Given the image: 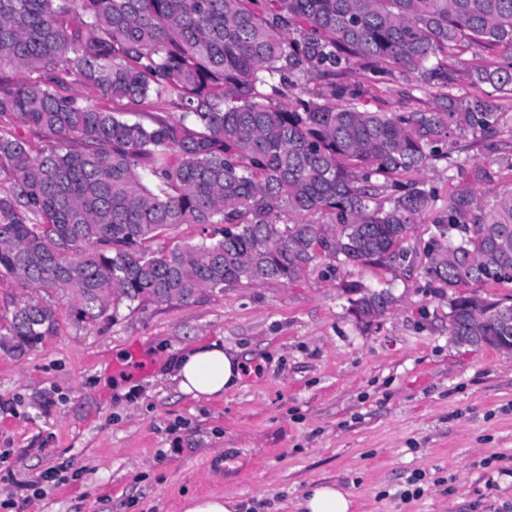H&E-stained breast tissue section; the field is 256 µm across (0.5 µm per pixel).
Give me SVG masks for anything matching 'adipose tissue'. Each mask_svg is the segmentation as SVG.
Wrapping results in <instances>:
<instances>
[{
  "instance_id": "1",
  "label": "adipose tissue",
  "mask_w": 512,
  "mask_h": 512,
  "mask_svg": "<svg viewBox=\"0 0 512 512\" xmlns=\"http://www.w3.org/2000/svg\"><path fill=\"white\" fill-rule=\"evenodd\" d=\"M242 362L236 351L218 344L200 346L176 360L180 390L193 398H212L242 381ZM351 495L334 483L312 484L297 504L298 512H350Z\"/></svg>"
}]
</instances>
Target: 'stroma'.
I'll use <instances>...</instances> for the list:
<instances>
[{"label": "stroma", "instance_id": "stroma-1", "mask_svg": "<svg viewBox=\"0 0 512 512\" xmlns=\"http://www.w3.org/2000/svg\"><path fill=\"white\" fill-rule=\"evenodd\" d=\"M354 284L394 296L371 327L349 313ZM57 313L35 349L0 354V512H183L211 495L294 512L313 482L355 512H512V355L452 344L422 267L321 259L87 327ZM212 342L244 380L196 399L174 360ZM134 352L148 370L115 375ZM416 472L424 492L403 499Z\"/></svg>", "mask_w": 512, "mask_h": 512}]
</instances>
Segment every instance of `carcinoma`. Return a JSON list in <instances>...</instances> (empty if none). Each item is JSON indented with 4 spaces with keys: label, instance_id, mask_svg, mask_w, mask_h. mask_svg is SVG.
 <instances>
[{
    "label": "carcinoma",
    "instance_id": "1",
    "mask_svg": "<svg viewBox=\"0 0 512 512\" xmlns=\"http://www.w3.org/2000/svg\"><path fill=\"white\" fill-rule=\"evenodd\" d=\"M485 49L472 64L467 45ZM359 74L391 97L365 101ZM512 0H0V353L53 335L56 301L91 325L123 301L183 303L242 281H294L318 258L412 266L436 212L425 273L452 297L450 336L503 335L512 190L434 188L401 176L479 136L512 171ZM147 103L130 121L93 102ZM43 134L37 154L17 128ZM183 224L202 241L158 250ZM349 299L370 326L387 290Z\"/></svg>",
    "mask_w": 512,
    "mask_h": 512
}]
</instances>
